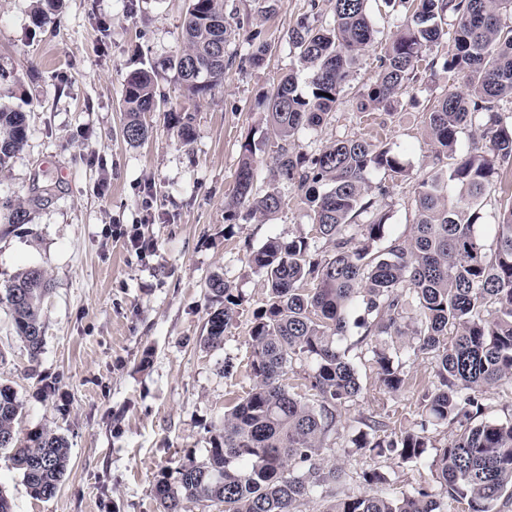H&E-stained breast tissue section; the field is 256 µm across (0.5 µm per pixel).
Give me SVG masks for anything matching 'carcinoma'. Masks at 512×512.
I'll list each match as a JSON object with an SVG mask.
<instances>
[{
    "label": "carcinoma",
    "instance_id": "carcinoma-1",
    "mask_svg": "<svg viewBox=\"0 0 512 512\" xmlns=\"http://www.w3.org/2000/svg\"><path fill=\"white\" fill-rule=\"evenodd\" d=\"M309 0L311 11L328 7L333 23L314 26L307 18L288 30L298 67L307 73L308 96L298 90L296 71L284 76L259 100L276 139L272 179L301 195L312 211L316 233L331 242L332 256L318 259L306 237H277L249 251L247 261L262 272L265 305L250 328L252 386L224 410L218 438L206 456L177 468L176 484L161 480L156 496L163 512H181L185 502H209L218 512H302L316 497L322 512H446L445 500L468 512H498L512 500V419L487 420V390L512 383V192L500 200L496 249L487 251L476 230L486 194L503 165H512V113L498 102L512 99V0H400L410 20L384 47L375 77L359 89L362 112H388L421 80L422 65L450 38L453 50L443 67L467 79L469 93L445 92L423 113L434 148L432 169L414 188L415 221L404 239L383 253L386 217L372 212L371 176L376 171L407 176L399 154L382 140L338 139L308 156L297 150L300 131L322 125L336 111L358 55L373 41L369 0ZM458 19L453 34L448 14ZM243 21L224 14V0H188L183 46L160 63L175 72L187 93L205 96L224 81L227 47ZM244 61L257 66L270 50L260 30L248 35ZM156 67L131 72L124 84V136L131 143L148 137L142 116L158 106ZM170 125L186 144L192 117L170 113ZM26 114L0 107V171L22 150ZM470 132L472 146L457 155L458 135ZM261 143L248 140L236 173L226 220H251L278 211L282 195L273 187L259 193L254 155ZM371 218L350 229L362 213ZM49 282L45 272L27 267L0 288V305L11 316L16 336L29 354L43 345L42 305ZM224 306L207 322L205 346L221 349L237 302L218 276L209 281ZM371 353L387 392L408 383L394 343L437 362L434 389L425 393L418 424L395 431L384 421L360 419L353 449L397 465H429L434 486L399 496L387 493L389 472L362 473L363 491L340 489L339 470L325 465V440L335 430L336 408L361 392L357 371L340 342L349 317ZM306 364L298 375L295 364ZM299 382L288 383L289 375ZM22 403L12 386L0 383V450L31 495L50 499L69 464L65 438L51 430L18 436ZM455 425L459 433L437 446L433 431Z\"/></svg>",
    "mask_w": 512,
    "mask_h": 512
}]
</instances>
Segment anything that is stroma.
Returning <instances> with one entry per match:
<instances>
[{"instance_id": "35a3bbf8", "label": "stroma", "mask_w": 512, "mask_h": 512, "mask_svg": "<svg viewBox=\"0 0 512 512\" xmlns=\"http://www.w3.org/2000/svg\"><path fill=\"white\" fill-rule=\"evenodd\" d=\"M187 5L59 0L37 26V0H0V106L25 112L28 123L24 149L0 172V201L29 210L28 223H0V287L30 266L51 280L38 357H30L0 307V382L23 403L20 437L50 429L70 447L69 467L49 500L32 498L7 451H0V488L14 512H162L157 483L176 482L181 463L205 456L225 407L251 386L249 332L267 288L247 253L268 238L298 236L313 238L320 257L333 253L332 244L316 237L307 205L285 184L276 213L246 222L225 218L246 140L262 143L258 188L270 183L276 141L257 99L295 68L288 30L307 13L308 0H280L267 16L258 14L255 0H224L225 10H240L250 23L228 46L236 60L223 85L191 98L173 71H161V104L145 115L148 138L139 144L125 139L124 81L181 49ZM369 14L376 39L360 53L350 91L328 121L301 131L296 143L311 155L338 139L380 137L408 162L405 178L388 182L378 173L372 179L387 187L376 197L389 215L376 244L383 251L409 234L413 188L432 164L423 107L466 85L444 70L445 43L412 98L389 112L360 111L356 89L373 77L385 41L408 20L400 0H371ZM251 29L262 30L270 44L257 67L239 62ZM172 112L194 115L190 144L171 128ZM36 195L42 202L34 206ZM214 275L237 300L219 350L200 341L215 308L208 290ZM360 334L350 328L342 345L362 391L338 407V426L323 456L341 469L347 491L361 489V473L374 467L390 472L391 492L407 491L431 481L427 466L415 471L347 449L361 418L372 415L399 429L419 422L436 362L428 354L403 357L410 386L384 392Z\"/></svg>"}]
</instances>
